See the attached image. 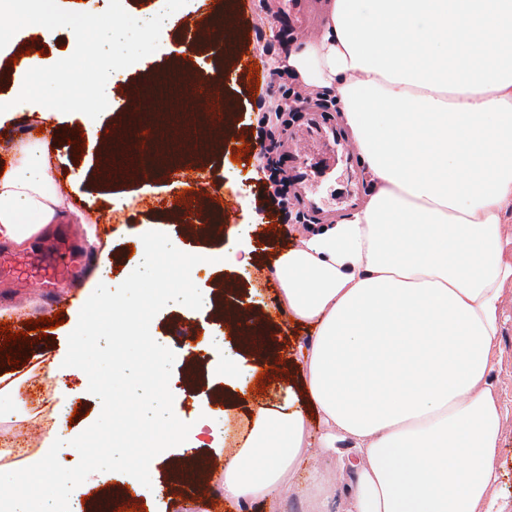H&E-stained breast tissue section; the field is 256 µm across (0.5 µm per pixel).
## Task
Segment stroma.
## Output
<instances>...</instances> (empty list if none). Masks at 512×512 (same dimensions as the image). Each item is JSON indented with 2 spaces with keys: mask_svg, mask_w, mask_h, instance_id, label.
<instances>
[{
  "mask_svg": "<svg viewBox=\"0 0 512 512\" xmlns=\"http://www.w3.org/2000/svg\"><path fill=\"white\" fill-rule=\"evenodd\" d=\"M229 2L240 27L239 48L257 54L265 81L259 84L244 77L227 86L226 97L232 107L221 124L222 135L214 140L208 153L186 149L178 174L157 168L148 181L122 170L107 180L100 176L107 157L104 142L112 140L115 130L129 124L140 110L142 99L135 94V86L151 70L171 66L179 56L181 47L176 30L163 28L160 46L150 60L133 64L113 79L106 88L109 106L98 118L80 112L62 114L60 136L54 144V172L60 175L74 201L63 221L76 237L80 251L94 254L96 261L90 265L75 263L68 277L55 288L63 324L48 330L46 337L38 342L10 347L13 364L0 365V375H11L16 371L15 361L36 362L40 365V378H48L52 361L67 353L68 336L92 293L91 281L106 280L111 288L120 285L143 260L142 234L160 231L182 252L217 255V262L199 263L191 272L203 295L201 309L172 302L151 324L153 338L167 345L175 355L169 382L174 413L183 422L203 423L197 452L209 459L210 467L196 484L188 485L177 474L179 465L189 460L190 451L179 445L156 456L150 464L153 491L139 500L143 512H203L211 502L223 500L217 476L224 468L225 457L233 450L232 440L224 436V422L229 419L233 424H241L258 405L274 395L269 389L237 398L230 396L221 371L224 361L234 359L243 371L254 370L260 374L275 367L280 376H287L295 349L309 339L312 331L275 314L273 306L279 291L269 286V269L289 245L296 243L305 226L315 223L321 213L340 218L349 214L350 206L341 202L347 191L360 196L365 193L359 162L353 156L348 171H337L324 185L323 195L330 201L327 210L311 207L301 198L299 185L290 177L288 147L308 113L287 115L277 127L265 124L263 117L293 86L290 79L271 70V58L300 44L304 37L276 21L273 10L276 0ZM242 139L254 143L260 157L258 163H249L247 157L238 156V142ZM176 179L193 182L195 202L204 220L221 226L216 236L198 237L182 224L176 210H155L146 205L144 185L156 188L158 197L173 199L177 193L170 185ZM230 195L249 199L250 210L237 207L231 214H222V199ZM85 211L101 215V222L81 223L80 216ZM241 224L248 227L249 263L244 267L224 265L219 256L225 247L233 244L234 231ZM54 230V225H47L22 246L0 241V251L26 260L25 265L12 271H0V322L9 325L18 318L35 321L45 316L44 264L38 251L42 240ZM227 288L242 296L255 323L262 326L268 338L262 353L255 354L239 346L234 332L215 315L212 298ZM186 323L193 325L196 340L182 336L181 327ZM496 351L500 362L492 373L493 382L512 411V298L504 309ZM190 364L195 367L197 382L187 386L182 377ZM63 383L66 397L52 396L37 412L31 411L21 395L0 392V435L29 434L32 448L39 449L57 419L71 420V433L75 436L95 423L102 403L90 392L87 375L78 369L66 376ZM83 486L88 503L109 500L113 512L122 507L128 510L134 503L129 497L130 485L125 473L115 471L106 478L96 472ZM0 487L14 500L31 507L32 512H57L59 507V490L47 485L41 474L31 470L25 461H0Z\"/></svg>",
  "mask_w": 512,
  "mask_h": 512,
  "instance_id": "35a3bbf8",
  "label": "stroma"
}]
</instances>
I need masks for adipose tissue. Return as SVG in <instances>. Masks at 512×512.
I'll list each match as a JSON object with an SVG mask.
<instances>
[{
  "instance_id": "adipose-tissue-1",
  "label": "adipose tissue",
  "mask_w": 512,
  "mask_h": 512,
  "mask_svg": "<svg viewBox=\"0 0 512 512\" xmlns=\"http://www.w3.org/2000/svg\"><path fill=\"white\" fill-rule=\"evenodd\" d=\"M318 34L275 67L333 97L369 181L362 208L310 228L274 264L276 311L313 329L299 387L234 432L225 500L275 502L318 448L346 512H504L505 415L491 374L512 287V0H323ZM45 140L0 175V239L64 204ZM67 425L30 469L58 470Z\"/></svg>"
}]
</instances>
